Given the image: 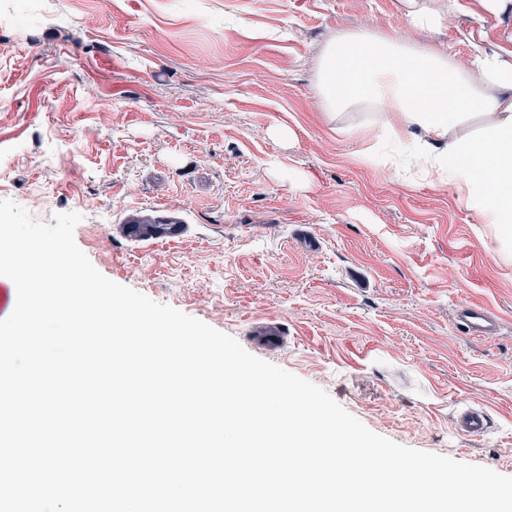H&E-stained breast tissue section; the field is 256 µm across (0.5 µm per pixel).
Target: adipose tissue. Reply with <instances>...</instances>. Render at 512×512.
Listing matches in <instances>:
<instances>
[{
  "mask_svg": "<svg viewBox=\"0 0 512 512\" xmlns=\"http://www.w3.org/2000/svg\"><path fill=\"white\" fill-rule=\"evenodd\" d=\"M404 26L337 32L319 59L320 105L343 113L364 105L378 119L352 127L386 143L420 176L455 193L475 223L491 224L512 248V66L499 55L457 60L415 44L409 31L441 25L433 0H408Z\"/></svg>",
  "mask_w": 512,
  "mask_h": 512,
  "instance_id": "1",
  "label": "adipose tissue"
}]
</instances>
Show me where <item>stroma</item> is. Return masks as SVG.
Instances as JSON below:
<instances>
[{
	"label": "stroma",
	"instance_id": "stroma-1",
	"mask_svg": "<svg viewBox=\"0 0 512 512\" xmlns=\"http://www.w3.org/2000/svg\"><path fill=\"white\" fill-rule=\"evenodd\" d=\"M405 0H0V199L121 285L234 337L403 446L512 476V255L447 187L367 157L365 108L319 103L336 31L385 32ZM412 40L512 63V0H450ZM180 239L127 238L130 210ZM317 241L305 247L301 233ZM498 335L472 337L459 304ZM282 323L268 350L256 323ZM481 407V437L455 414ZM457 328L466 336L485 337L495 335L499 323L486 307L477 303H465L457 312Z\"/></svg>",
	"mask_w": 512,
	"mask_h": 512
}]
</instances>
